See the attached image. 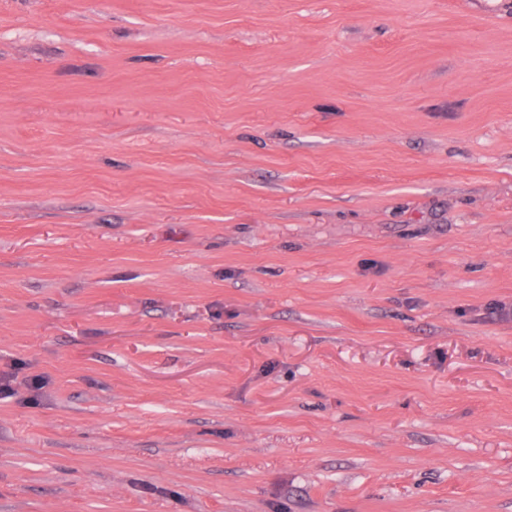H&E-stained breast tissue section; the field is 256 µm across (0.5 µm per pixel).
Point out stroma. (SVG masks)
<instances>
[{"label": "stroma", "instance_id": "obj_1", "mask_svg": "<svg viewBox=\"0 0 512 512\" xmlns=\"http://www.w3.org/2000/svg\"><path fill=\"white\" fill-rule=\"evenodd\" d=\"M0 380V512H512V0H0Z\"/></svg>", "mask_w": 512, "mask_h": 512}]
</instances>
